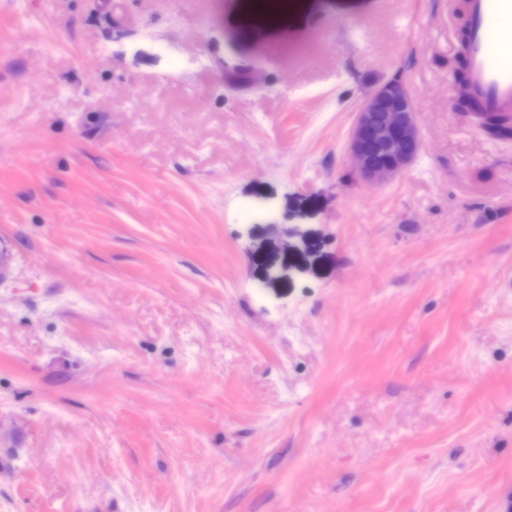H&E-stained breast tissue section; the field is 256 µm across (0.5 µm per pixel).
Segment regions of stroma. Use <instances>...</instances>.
<instances>
[{
    "instance_id": "1",
    "label": "stroma",
    "mask_w": 512,
    "mask_h": 512,
    "mask_svg": "<svg viewBox=\"0 0 512 512\" xmlns=\"http://www.w3.org/2000/svg\"><path fill=\"white\" fill-rule=\"evenodd\" d=\"M0 0V512H512V137L448 0ZM423 142L369 188L358 103ZM421 148L417 110L404 80L397 76L375 87L358 107L349 134L358 180L369 186L393 180Z\"/></svg>"
}]
</instances>
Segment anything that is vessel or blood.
Listing matches in <instances>:
<instances>
[{
    "label": "vessel or blood",
    "instance_id": "obj_1",
    "mask_svg": "<svg viewBox=\"0 0 512 512\" xmlns=\"http://www.w3.org/2000/svg\"><path fill=\"white\" fill-rule=\"evenodd\" d=\"M465 94L481 112L512 113V44L504 30L512 0H466Z\"/></svg>",
    "mask_w": 512,
    "mask_h": 512
}]
</instances>
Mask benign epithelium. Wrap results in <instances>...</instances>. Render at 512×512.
I'll return each mask as SVG.
<instances>
[{
	"instance_id": "7a95c632",
	"label": "benign epithelium",
	"mask_w": 512,
	"mask_h": 512,
	"mask_svg": "<svg viewBox=\"0 0 512 512\" xmlns=\"http://www.w3.org/2000/svg\"><path fill=\"white\" fill-rule=\"evenodd\" d=\"M422 148L417 110L404 80L393 77L366 95L349 134L353 172L377 186L393 180Z\"/></svg>"
}]
</instances>
